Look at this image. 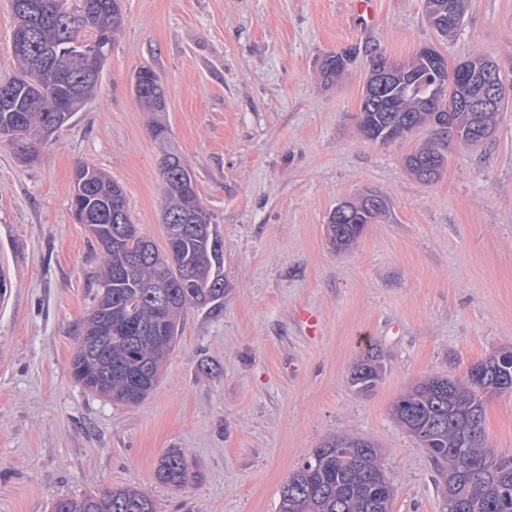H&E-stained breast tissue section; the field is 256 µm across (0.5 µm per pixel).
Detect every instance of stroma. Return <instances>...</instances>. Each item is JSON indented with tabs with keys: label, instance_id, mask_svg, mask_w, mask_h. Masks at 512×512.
<instances>
[{
	"label": "stroma",
	"instance_id": "stroma-1",
	"mask_svg": "<svg viewBox=\"0 0 512 512\" xmlns=\"http://www.w3.org/2000/svg\"><path fill=\"white\" fill-rule=\"evenodd\" d=\"M122 0L99 92L40 157L0 145V512H51L57 499L133 486L157 512H277L288 473L327 437L379 442L392 512H440V476L392 407L421 377L459 375L512 347V109L493 139L451 146L423 183L356 129L367 69L324 86L323 55L370 42L395 60L425 45L448 65L494 58L512 85V0H470L451 39L424 0ZM151 67L167 90L170 145L189 162L224 241V303L191 309L155 391L134 406L70 375L74 330L93 304L99 250L70 210L76 168L123 187L135 224L164 245L161 146L131 80ZM390 210L356 247L329 244L328 214L366 190ZM318 317L308 333L302 311ZM385 363L360 392L366 347ZM486 434L512 453V397L486 401ZM181 449L192 479L157 481ZM384 364L380 352L369 346L354 363L349 381L359 391H370L382 379Z\"/></svg>",
	"mask_w": 512,
	"mask_h": 512
}]
</instances>
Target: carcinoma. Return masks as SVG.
Listing matches in <instances>:
<instances>
[{
  "label": "carcinoma",
  "mask_w": 512,
  "mask_h": 512,
  "mask_svg": "<svg viewBox=\"0 0 512 512\" xmlns=\"http://www.w3.org/2000/svg\"><path fill=\"white\" fill-rule=\"evenodd\" d=\"M15 25L10 45L16 74L0 93V131L16 155L32 159L97 92L106 60L84 53L75 43L113 42L123 25L120 0H80L64 14L60 0H10ZM468 0H425L426 19L442 37L463 26ZM368 65L359 123L365 139L382 144L417 130L427 136L403 158L404 169L423 182L434 181L447 163L452 144L474 146L496 131L507 96L497 61L473 53L453 69L443 55L418 50L393 60L369 43L330 52L320 60L325 86L343 79L359 59ZM393 70L390 83L378 82V59ZM496 76L498 92L482 108L465 97L487 92ZM133 93L152 114L151 137L165 144L171 128L161 119L167 94L150 67L137 70ZM162 184L160 220L166 248L134 224L123 188L96 167L82 164L74 173L73 216L102 225L96 238L101 268L96 302L75 330L71 376L85 391L117 403L134 405L157 385L159 374L178 343L181 319L191 308L216 307L224 301V241L214 224L195 175L183 157L165 150L159 162ZM367 190L344 201L350 218L336 223L329 214L327 235L338 251L357 244L365 227L384 217L388 198L368 206ZM380 352L368 347L354 363L349 381L370 391L382 379ZM512 395V352L493 351L461 375L429 374L419 379L393 406L396 423L425 448L441 479L442 512H512V454L489 442L485 402L492 395ZM156 479L182 489L191 478L184 453L171 448L159 459ZM396 496L384 468L380 446L360 435L328 437L293 469L280 491L278 512H391ZM53 512H156L153 499L130 486L113 487L58 500Z\"/></svg>",
  "instance_id": "obj_1"
}]
</instances>
